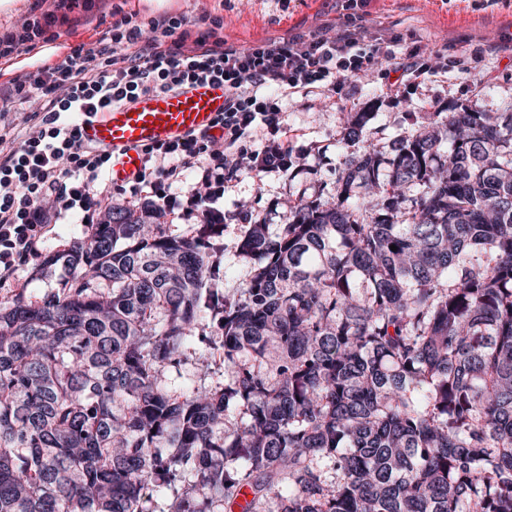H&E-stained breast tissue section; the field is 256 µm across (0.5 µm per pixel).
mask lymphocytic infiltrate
Returning <instances> with one entry per match:
<instances>
[{
  "instance_id": "1",
  "label": "lymphocytic infiltrate",
  "mask_w": 512,
  "mask_h": 512,
  "mask_svg": "<svg viewBox=\"0 0 512 512\" xmlns=\"http://www.w3.org/2000/svg\"><path fill=\"white\" fill-rule=\"evenodd\" d=\"M366 4L342 0L340 28L265 38L246 48L213 29L194 31L189 20L180 27L166 18L142 25L125 15L112 47L79 44L60 63L11 82L0 91V288L12 287L17 272L41 257L52 224L70 215L91 224L102 218L100 188L112 158L81 145L72 115L190 82L223 81L229 94L214 129L145 149L141 169L117 187L127 207L151 204L173 219L193 217L220 238L225 182L291 168L294 138L284 122L290 98L342 89L383 62L407 89L447 70L420 41L391 29L367 30ZM31 99L38 112L18 122L15 104Z\"/></svg>"
}]
</instances>
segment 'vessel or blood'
Listing matches in <instances>:
<instances>
[{"instance_id":"vessel-or-blood-1","label":"vessel or blood","mask_w":512,"mask_h":512,"mask_svg":"<svg viewBox=\"0 0 512 512\" xmlns=\"http://www.w3.org/2000/svg\"><path fill=\"white\" fill-rule=\"evenodd\" d=\"M226 96L223 83H188L84 115L77 127L83 145L113 156L112 180L120 183L140 169L143 148L211 129Z\"/></svg>"}]
</instances>
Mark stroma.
I'll use <instances>...</instances> for the list:
<instances>
[{
  "label": "stroma",
  "instance_id": "1",
  "mask_svg": "<svg viewBox=\"0 0 512 512\" xmlns=\"http://www.w3.org/2000/svg\"><path fill=\"white\" fill-rule=\"evenodd\" d=\"M134 13L139 19L166 15L188 17L200 28L221 20L225 39L239 47L265 37H288L295 29H315L338 22L340 0H92L90 9H74L67 21L51 27L53 42L36 41L19 53L0 58V84L60 62L70 46L111 38L114 14ZM366 28L389 27L405 37L421 39L432 55H466L470 73L456 68L438 74L415 92H387L380 72L348 83L341 91L296 96L287 104L285 120L296 132L293 152L299 165L288 175L241 176L224 184V250L220 283L234 293L247 278L248 265L237 247L247 225L242 213L276 225L284 223L289 198L302 194L320 200L336 195L341 150L336 145L349 112H369L362 141L383 147L411 131L424 113L479 105L499 112L512 102V0H370L363 18ZM66 272L43 268L34 261L17 274L14 287L0 289V302L17 290L41 295L56 289Z\"/></svg>",
  "mask_w": 512,
  "mask_h": 512
}]
</instances>
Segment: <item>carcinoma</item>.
I'll return each mask as SVG.
<instances>
[{
	"label": "carcinoma",
	"instance_id": "carcinoma-1",
	"mask_svg": "<svg viewBox=\"0 0 512 512\" xmlns=\"http://www.w3.org/2000/svg\"><path fill=\"white\" fill-rule=\"evenodd\" d=\"M425 116L349 152L351 113L336 198L248 225L231 296L160 210L47 256L0 304V512H512V105ZM198 342L224 382L172 389Z\"/></svg>",
	"mask_w": 512,
	"mask_h": 512
}]
</instances>
